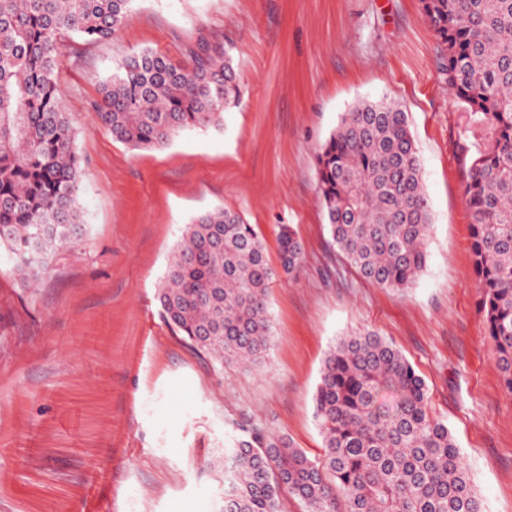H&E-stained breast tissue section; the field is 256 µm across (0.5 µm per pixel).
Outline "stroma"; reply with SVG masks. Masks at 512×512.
<instances>
[{
	"instance_id": "obj_1",
	"label": "stroma",
	"mask_w": 512,
	"mask_h": 512,
	"mask_svg": "<svg viewBox=\"0 0 512 512\" xmlns=\"http://www.w3.org/2000/svg\"><path fill=\"white\" fill-rule=\"evenodd\" d=\"M231 48L241 89L221 128L163 149L116 142L91 103L126 54ZM420 0H135L112 40L67 43L58 64L82 171L86 232L35 286L0 252V512H224L241 428L323 454L314 393L342 336L378 333L428 387L485 512H512V396L486 340L459 138L469 112L438 71ZM409 114L432 212L410 288L362 279L333 244L320 147L360 100ZM239 212L278 265L288 224L304 262L269 290L274 338L258 366H220L166 324L158 293L185 224Z\"/></svg>"
}]
</instances>
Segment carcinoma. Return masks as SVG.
<instances>
[{"mask_svg":"<svg viewBox=\"0 0 512 512\" xmlns=\"http://www.w3.org/2000/svg\"><path fill=\"white\" fill-rule=\"evenodd\" d=\"M134 0H0V249L35 276L58 248L81 241V172L57 63L64 42L115 37ZM438 40L439 73L484 135L463 134L465 197L480 308L505 391L512 395V0H421ZM230 50L199 41L175 62L152 49L126 55L93 103L112 139L162 148L186 129L219 127L237 104ZM331 238L379 288L404 289L426 266L432 213L408 113L365 100L346 113L316 158ZM279 259L303 264L293 230ZM276 277L254 226L216 208L185 225L159 291L170 329L215 362L258 365L269 354L268 288ZM425 381L369 330L327 353L314 394L324 455L254 428L235 439L225 512H482Z\"/></svg>","mask_w":512,"mask_h":512,"instance_id":"obj_1","label":"carcinoma"}]
</instances>
